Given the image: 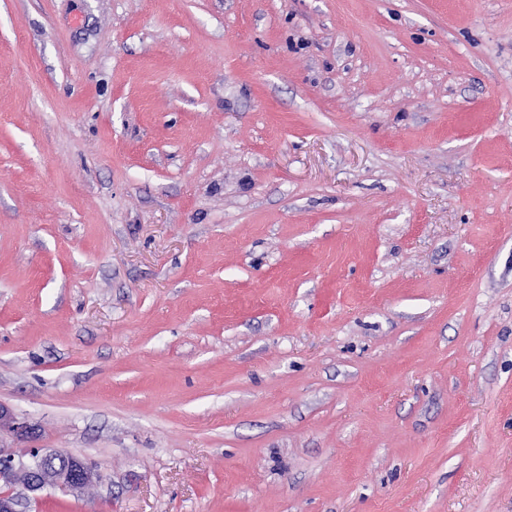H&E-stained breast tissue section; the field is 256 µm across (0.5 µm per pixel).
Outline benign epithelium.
<instances>
[{"mask_svg":"<svg viewBox=\"0 0 512 512\" xmlns=\"http://www.w3.org/2000/svg\"><path fill=\"white\" fill-rule=\"evenodd\" d=\"M33 434L34 425L0 403V512H29L47 490L78 496L97 479L95 467L79 454L35 446L19 452L8 443Z\"/></svg>","mask_w":512,"mask_h":512,"instance_id":"7a95c632","label":"benign epithelium"}]
</instances>
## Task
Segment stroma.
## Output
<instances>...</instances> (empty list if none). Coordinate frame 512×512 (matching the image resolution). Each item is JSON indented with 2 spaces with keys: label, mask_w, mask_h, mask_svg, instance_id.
Returning <instances> with one entry per match:
<instances>
[{
  "label": "stroma",
  "mask_w": 512,
  "mask_h": 512,
  "mask_svg": "<svg viewBox=\"0 0 512 512\" xmlns=\"http://www.w3.org/2000/svg\"><path fill=\"white\" fill-rule=\"evenodd\" d=\"M0 403L31 512H512V0H0ZM35 430V425L0 403V512H28L32 500L47 490L78 496L97 479L95 467L79 454L35 446L19 452L8 443V439L32 437Z\"/></svg>",
  "instance_id": "stroma-1"
}]
</instances>
